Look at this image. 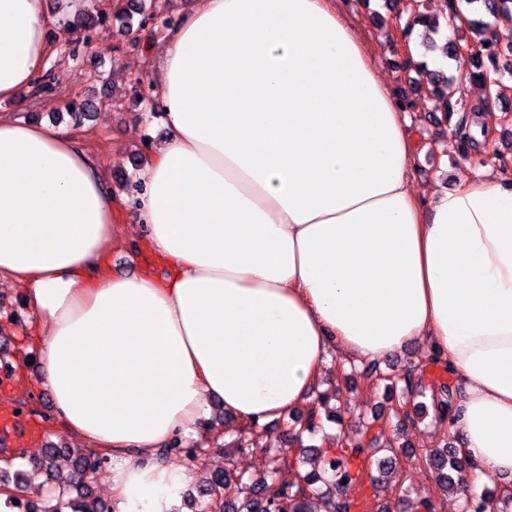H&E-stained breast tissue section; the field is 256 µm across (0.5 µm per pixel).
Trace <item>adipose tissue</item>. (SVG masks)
<instances>
[{"instance_id": "1", "label": "adipose tissue", "mask_w": 512, "mask_h": 512, "mask_svg": "<svg viewBox=\"0 0 512 512\" xmlns=\"http://www.w3.org/2000/svg\"><path fill=\"white\" fill-rule=\"evenodd\" d=\"M45 0H0V101L57 56ZM164 135L137 220L156 263L115 275L127 230L62 128L0 113V285L43 324L39 382L107 453L113 512H171L199 478L158 451L209 400L288 417L330 352L423 343L462 389L468 495L512 482V167L412 177L418 141L336 0H202L153 57Z\"/></svg>"}]
</instances>
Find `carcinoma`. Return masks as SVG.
Segmentation results:
<instances>
[{
    "mask_svg": "<svg viewBox=\"0 0 512 512\" xmlns=\"http://www.w3.org/2000/svg\"><path fill=\"white\" fill-rule=\"evenodd\" d=\"M469 9H480L489 15H495L507 8L509 0H464ZM448 14L441 17L434 14L420 4V8L409 17L406 26L408 35H413L418 28H423L422 35L430 38L440 36L444 32L442 21L448 20V15L462 14L455 0H447ZM131 9L124 13L105 14L80 12L73 19L64 21L69 28L83 30L84 42L90 41V34L97 25L115 21L123 26L131 23L134 16H139L138 29L154 31L156 27L166 23L165 18L157 14L153 6H145L142 0H131ZM467 26L474 33L470 40L445 39L440 46L442 56H455L459 47L463 45L474 46L479 55H484L487 47L499 43L491 26L479 19H466ZM512 52L499 48L497 52L488 57L490 66L483 64L477 71L470 73L467 80L479 82L486 86L492 80L501 79L499 58L502 54ZM429 94L436 105L446 112L454 111L452 98L455 95L456 81L444 72L429 73L426 75ZM97 95L91 92L80 103L73 105L68 112L74 123L81 124L92 117L96 108ZM370 379L384 385V389L392 401L391 410L398 408L404 411V419L415 424L432 417V422L441 426L452 424L456 404L460 398V389L448 382L423 383L422 376L411 370L404 375L396 372L373 371ZM333 394L328 391L317 392L313 404L304 416H291V421L299 425L293 433L296 442H303L304 436H313L322 429L323 420L341 423L342 416L330 407ZM389 419L376 415L372 421L364 424L363 431L357 438L351 439L349 448L341 456H322L311 466V470L291 481L288 475L281 470L279 458L276 455L269 457L267 474L253 478L238 475L234 478L225 473L214 474L207 485L198 489L201 497L208 498L205 502L206 512H308V499L316 491L317 484L326 487L329 497L328 512H351L353 504L347 497V488L356 476L355 460L361 459L375 465L381 474H388L395 470V449L391 439L386 436L385 424ZM67 453L72 459V474L67 486L62 488L57 496V503L47 506V496L37 491L28 497L8 495L4 506L9 512H112V508L100 499L91 496L88 480L103 470V463L108 458L99 456L83 448H73L67 451L49 444L44 454L32 463L33 469L45 474V483L53 485L57 482L54 471V461L61 453ZM422 464L428 469L435 481L445 491V496L458 504L461 512H487L489 501L499 497L503 504L512 503L511 495L501 494L499 487L488 488L483 496H469L463 499L457 497L460 477L467 470L474 467V463L462 452L456 435L448 433L442 437L435 448L420 455ZM26 479L21 471L9 474L8 469L0 468V487L14 491L24 485Z\"/></svg>",
    "mask_w": 512,
    "mask_h": 512,
    "instance_id": "obj_1",
    "label": "carcinoma"
}]
</instances>
